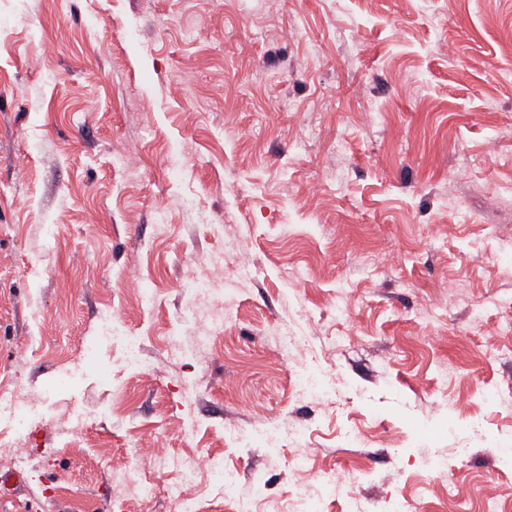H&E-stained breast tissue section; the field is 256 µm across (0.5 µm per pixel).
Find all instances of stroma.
I'll return each mask as SVG.
<instances>
[{
    "mask_svg": "<svg viewBox=\"0 0 512 512\" xmlns=\"http://www.w3.org/2000/svg\"><path fill=\"white\" fill-rule=\"evenodd\" d=\"M505 182L512 0H0V393L38 408L19 436L0 413L26 457H0L25 478L0 512H104L129 467L173 512L161 452L223 458L245 496L293 500L300 462L369 471L370 512L512 507V408L484 397L512 390ZM216 260L236 301L200 346L181 285ZM107 312L140 368L86 359ZM308 365L335 393L295 397ZM272 420L306 442L224 433Z\"/></svg>",
    "mask_w": 512,
    "mask_h": 512,
    "instance_id": "obj_1",
    "label": "stroma"
}]
</instances>
